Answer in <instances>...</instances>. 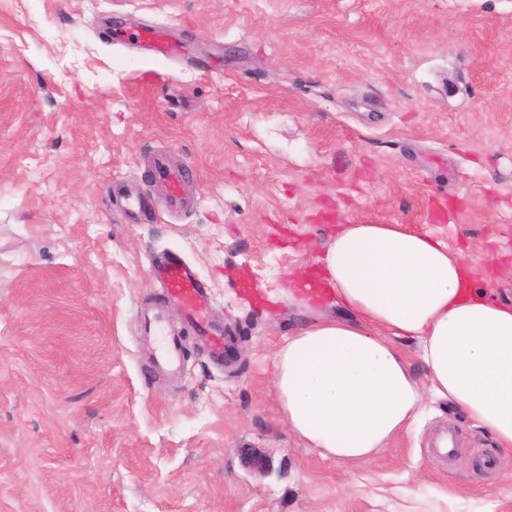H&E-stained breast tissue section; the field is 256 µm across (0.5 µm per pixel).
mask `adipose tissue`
I'll return each instance as SVG.
<instances>
[{
  "label": "adipose tissue",
  "mask_w": 512,
  "mask_h": 512,
  "mask_svg": "<svg viewBox=\"0 0 512 512\" xmlns=\"http://www.w3.org/2000/svg\"><path fill=\"white\" fill-rule=\"evenodd\" d=\"M320 263L345 315L304 322L274 361L279 408L307 447L369 460L413 429L428 393L512 449V303L488 298L462 257L407 224L344 225Z\"/></svg>",
  "instance_id": "1"
}]
</instances>
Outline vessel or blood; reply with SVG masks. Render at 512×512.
<instances>
[{
	"mask_svg": "<svg viewBox=\"0 0 512 512\" xmlns=\"http://www.w3.org/2000/svg\"><path fill=\"white\" fill-rule=\"evenodd\" d=\"M140 38L156 56L169 59L178 51L177 46L165 41L162 32L156 28L144 29ZM148 168L155 182L166 189L165 213L176 216L187 212L191 206L186 193L190 168L173 163L163 150L150 155ZM114 195L129 212L141 208L145 200L144 187L137 181L116 185ZM151 268L154 280L164 289L168 302L177 306L183 322L193 330L208 361L214 365L222 364L224 326L214 318V302L208 286L195 269L176 254L155 257ZM134 318L138 335L156 345L151 363L153 370L182 375L185 366L183 339L180 333L170 328L166 311L160 307H143L135 311Z\"/></svg>",
	"mask_w": 512,
	"mask_h": 512,
	"instance_id": "1",
	"label": "vessel or blood"
}]
</instances>
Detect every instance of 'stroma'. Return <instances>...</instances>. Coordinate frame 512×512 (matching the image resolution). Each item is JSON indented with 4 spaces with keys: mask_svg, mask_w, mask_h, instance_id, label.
Returning <instances> with one entry per match:
<instances>
[{
    "mask_svg": "<svg viewBox=\"0 0 512 512\" xmlns=\"http://www.w3.org/2000/svg\"><path fill=\"white\" fill-rule=\"evenodd\" d=\"M158 149L196 169L193 206L149 183L127 221L112 189ZM357 221L444 241L512 299V0H0V512H512V451L454 404L360 463L282 417L276 350L342 312L288 294ZM167 251L226 342L219 370L185 332L174 383L133 324ZM140 39L145 41L158 57L170 59L178 52V48L163 39L160 30L154 27H148L140 33Z\"/></svg>",
    "mask_w": 512,
    "mask_h": 512,
    "instance_id": "35a3bbf8",
    "label": "stroma"
}]
</instances>
